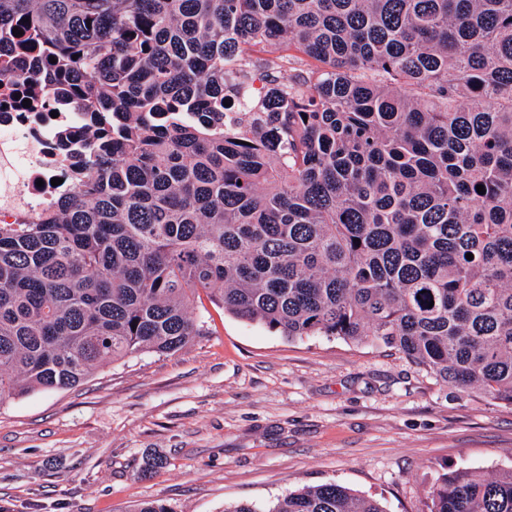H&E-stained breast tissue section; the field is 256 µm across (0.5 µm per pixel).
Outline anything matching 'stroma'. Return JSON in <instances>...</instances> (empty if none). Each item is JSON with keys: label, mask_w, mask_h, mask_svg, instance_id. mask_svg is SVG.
Segmentation results:
<instances>
[{"label": "stroma", "mask_w": 512, "mask_h": 512, "mask_svg": "<svg viewBox=\"0 0 512 512\" xmlns=\"http://www.w3.org/2000/svg\"><path fill=\"white\" fill-rule=\"evenodd\" d=\"M206 333L0 404V512H224L335 482L427 512L446 471L512 468V407L379 343L289 340L201 297Z\"/></svg>", "instance_id": "stroma-1"}]
</instances>
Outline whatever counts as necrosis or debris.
<instances>
[{
  "instance_id": "4bbe7bcc",
  "label": "necrosis or debris",
  "mask_w": 512,
  "mask_h": 512,
  "mask_svg": "<svg viewBox=\"0 0 512 512\" xmlns=\"http://www.w3.org/2000/svg\"><path fill=\"white\" fill-rule=\"evenodd\" d=\"M84 134L81 113L52 116L49 107L38 112H15L0 107V223H12L22 213L35 214L57 192L59 177L57 132Z\"/></svg>"
}]
</instances>
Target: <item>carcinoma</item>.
I'll list each match as a JSON object with an SVG mask.
<instances>
[{"label":"carcinoma","mask_w":512,"mask_h":512,"mask_svg":"<svg viewBox=\"0 0 512 512\" xmlns=\"http://www.w3.org/2000/svg\"><path fill=\"white\" fill-rule=\"evenodd\" d=\"M0 90L90 141L0 226V403L178 351L203 291L512 406V0H0ZM225 512L387 510L325 483ZM428 512H512V468L442 475Z\"/></svg>","instance_id":"1"}]
</instances>
